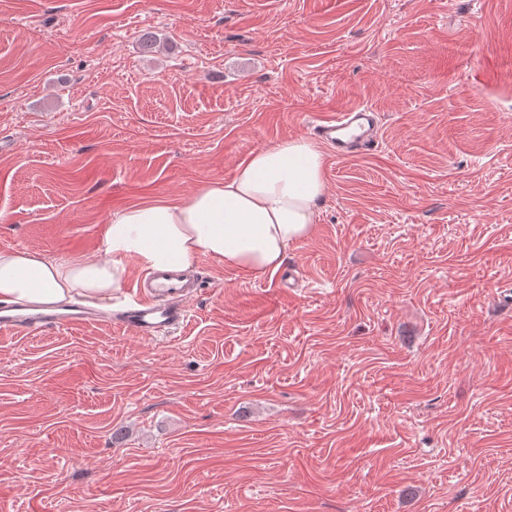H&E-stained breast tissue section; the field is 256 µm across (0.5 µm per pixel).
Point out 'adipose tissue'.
Here are the masks:
<instances>
[{
	"label": "adipose tissue",
	"mask_w": 512,
	"mask_h": 512,
	"mask_svg": "<svg viewBox=\"0 0 512 512\" xmlns=\"http://www.w3.org/2000/svg\"><path fill=\"white\" fill-rule=\"evenodd\" d=\"M327 189L324 154L296 137L251 151L228 180L202 183L179 202L113 212L101 258L59 259L0 251V301L52 308L76 296L111 298L130 265L190 267L203 257L247 275L276 271L314 229Z\"/></svg>",
	"instance_id": "ef3b65f1"
}]
</instances>
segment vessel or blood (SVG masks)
Listing matches in <instances>:
<instances>
[{
	"mask_svg": "<svg viewBox=\"0 0 512 512\" xmlns=\"http://www.w3.org/2000/svg\"><path fill=\"white\" fill-rule=\"evenodd\" d=\"M379 115L366 106H353L321 120L312 128L337 158L344 159L373 150L377 145ZM197 285L189 271L176 267L153 271L136 286L133 302L113 313V328L148 340L177 331L187 317L186 300ZM95 308L76 304L63 312L27 313L11 304H0V332L39 328H73L99 321Z\"/></svg>",
	"mask_w": 512,
	"mask_h": 512,
	"instance_id": "vessel-or-blood-1",
	"label": "vessel or blood"
}]
</instances>
